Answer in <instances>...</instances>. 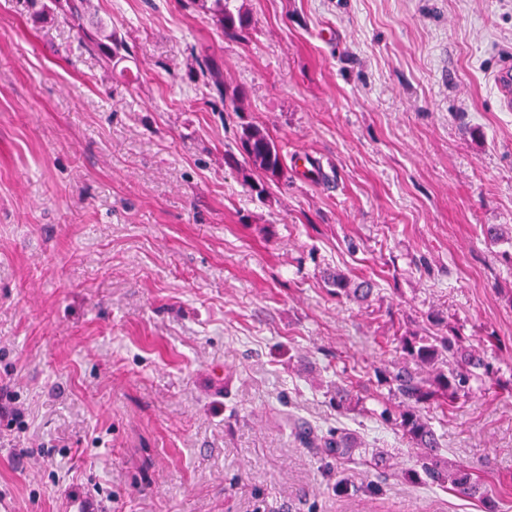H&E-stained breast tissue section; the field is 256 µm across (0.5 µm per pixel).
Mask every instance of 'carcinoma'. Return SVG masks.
<instances>
[{"label":"carcinoma","mask_w":512,"mask_h":512,"mask_svg":"<svg viewBox=\"0 0 512 512\" xmlns=\"http://www.w3.org/2000/svg\"><path fill=\"white\" fill-rule=\"evenodd\" d=\"M212 2L208 12L221 33L233 34L243 27L246 19L241 12L230 9L231 0H199ZM89 0H28L33 7H39L38 14H60L63 18L81 23L88 10ZM87 47L101 56L109 66L112 60L126 50L125 44L112 33V26L99 21L94 32L88 35ZM202 74L212 79V85L221 100L227 99V88L218 69L208 57L196 60ZM239 143L246 163L263 173L268 179L283 176L284 161L278 145L261 127L247 124L241 128ZM485 236L491 244L507 243L512 246V227L503 224H489ZM323 280L329 292L338 298L364 301L373 293V282L352 280L345 273L334 268L323 271ZM386 346H395L398 354L397 370L376 369L389 387L395 402L383 404L380 419L397 430L413 448L419 449L413 467L402 472V478L414 484H437L450 486L461 496L480 492L468 470L448 461L442 454L440 438L437 436L429 409L445 410L462 397L473 391L472 383L478 389L491 386L505 388L499 377V369L488 360L486 349L464 345L463 337L448 335L436 330L406 329L385 338ZM361 399L353 394L352 386L336 387V410L342 412L355 408ZM299 436L306 444L320 454L336 462L353 459L355 449L361 447V440L344 426H336L325 433H316L306 426H299Z\"/></svg>","instance_id":"cac0c4a2"}]
</instances>
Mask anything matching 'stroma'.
<instances>
[{"mask_svg":"<svg viewBox=\"0 0 512 512\" xmlns=\"http://www.w3.org/2000/svg\"><path fill=\"white\" fill-rule=\"evenodd\" d=\"M90 0L128 47L0 0V512H512V392L432 410L494 508L398 476L416 451L339 414L338 372L433 312L512 379V0ZM213 58L236 103L206 87ZM286 169L263 196L225 164L244 124ZM333 267L377 282L329 294ZM343 423L391 469L343 464L291 426ZM347 487L337 493V484ZM201 5L205 6V2H212V6L207 10L211 15L215 24L220 29L222 35L233 34L239 28H242L246 19L238 10L236 13L230 9L231 0H198ZM88 37L86 46L101 56L104 64L109 66L112 60L121 55V51L127 49L125 44L112 33V26L108 22L100 20L94 26L93 34H84ZM496 102L502 112H512V59L508 56L492 75Z\"/></svg>","mask_w":512,"mask_h":512,"instance_id":"obj_1","label":"stroma"}]
</instances>
